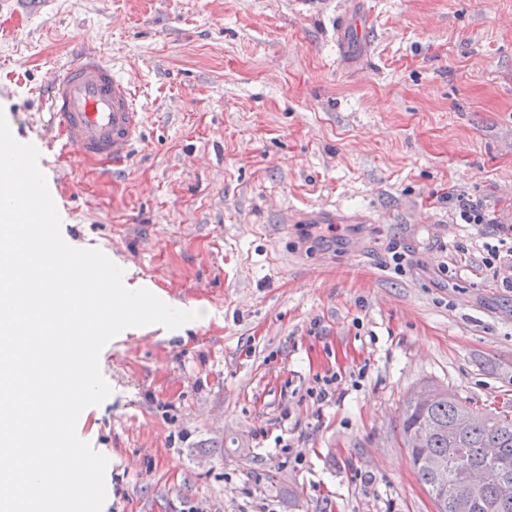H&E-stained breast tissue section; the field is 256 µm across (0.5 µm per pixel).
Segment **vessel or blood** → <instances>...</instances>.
<instances>
[{
	"label": "vessel or blood",
	"instance_id": "b4317fda",
	"mask_svg": "<svg viewBox=\"0 0 512 512\" xmlns=\"http://www.w3.org/2000/svg\"><path fill=\"white\" fill-rule=\"evenodd\" d=\"M336 35L337 53L364 40L371 30L365 10L350 9ZM48 124L61 148L82 161L105 162L107 173L122 170L142 138L144 112L129 79L114 73L103 54L87 51L52 67L47 80Z\"/></svg>",
	"mask_w": 512,
	"mask_h": 512
}]
</instances>
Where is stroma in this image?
I'll use <instances>...</instances> for the list:
<instances>
[{
  "label": "stroma",
  "instance_id": "stroma-1",
  "mask_svg": "<svg viewBox=\"0 0 512 512\" xmlns=\"http://www.w3.org/2000/svg\"><path fill=\"white\" fill-rule=\"evenodd\" d=\"M368 5L370 45L340 57L346 0H0L18 141L85 49L145 111L112 177L41 150L64 241L207 313L102 349L111 393L76 424L108 460L102 512H435L404 399L512 397V288L458 209L512 224V0ZM321 206L379 223H290Z\"/></svg>",
  "mask_w": 512,
  "mask_h": 512
}]
</instances>
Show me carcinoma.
I'll return each mask as SVG.
<instances>
[{"label": "carcinoma", "mask_w": 512, "mask_h": 512, "mask_svg": "<svg viewBox=\"0 0 512 512\" xmlns=\"http://www.w3.org/2000/svg\"><path fill=\"white\" fill-rule=\"evenodd\" d=\"M466 415L471 424L462 435L454 429L458 417ZM424 426L433 432L425 448L411 447L412 435ZM401 430L412 468L428 493L447 501L446 512H512V402L477 405L446 389L436 390L427 405L408 396L401 410ZM499 448L495 458L485 456L484 449ZM432 456L445 462L442 473L420 459ZM494 466L506 475L507 487L481 489L467 502L458 498L463 472L471 466Z\"/></svg>", "instance_id": "carcinoma-1"}]
</instances>
